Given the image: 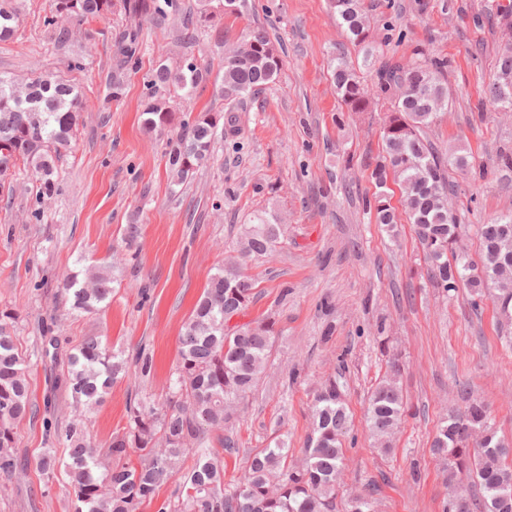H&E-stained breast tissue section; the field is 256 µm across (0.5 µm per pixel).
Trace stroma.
Returning <instances> with one entry per match:
<instances>
[{
    "mask_svg": "<svg viewBox=\"0 0 512 512\" xmlns=\"http://www.w3.org/2000/svg\"><path fill=\"white\" fill-rule=\"evenodd\" d=\"M195 2L176 0V14L144 23L140 64L126 69L116 98L110 82L122 17L85 23L61 43L42 25L50 0H17L18 31L0 42V74L66 71L86 101L43 221L30 218L29 171L0 188V310L19 315L14 340L28 360L35 411L16 429L26 466L0 476V512H69L65 475L48 481L37 469L45 422L62 429L83 419L103 448L125 426L131 395L162 400L184 322L217 268L236 254L245 224L264 211L283 233L272 257L245 261L255 298L244 318L272 317L278 334L265 375L224 429L239 448L224 458L225 482L242 475L251 451L280 435L292 460H301L315 393L333 376L345 386L353 418L340 497L373 486L377 512H441L447 472L431 441L447 408L461 402L458 385L512 438V349L500 337L493 303L475 308L468 288L432 287L407 218L390 229L364 209L363 197L375 191L366 163L382 150L387 108L352 113L342 105L332 69L346 37L327 0H248L242 12L224 15L225 44L265 27L283 49L281 69L262 92L237 103L234 132L215 143L194 180L171 187L166 140L145 131L140 112L156 63L187 53L218 61L210 31L196 32L191 45L180 41V15ZM497 2L362 0L376 55L407 58L419 46L451 62L452 104L426 135L440 150L467 154L474 168L449 170L448 178L457 187L458 244L475 261L478 225L512 214V171L498 165L512 151V109L477 110L512 41ZM76 56L81 71H68ZM130 224L141 232L128 245ZM106 263L114 266L111 302L93 314L71 313L63 283ZM97 335L125 357L152 354L155 372L145 382L129 367L102 406L81 414L63 372L82 339ZM392 356L402 364L409 412L385 453L364 414Z\"/></svg>",
    "mask_w": 512,
    "mask_h": 512,
    "instance_id": "35a3bbf8",
    "label": "stroma"
}]
</instances>
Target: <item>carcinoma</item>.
Listing matches in <instances>:
<instances>
[{
	"label": "carcinoma",
	"instance_id": "carcinoma-1",
	"mask_svg": "<svg viewBox=\"0 0 512 512\" xmlns=\"http://www.w3.org/2000/svg\"><path fill=\"white\" fill-rule=\"evenodd\" d=\"M246 0H196L185 26L188 37L214 27L217 16L235 12ZM173 0H52L43 26L60 40L72 26L89 19L120 14L126 29L115 46L116 70L136 65L142 46L143 21H163ZM350 42L372 64L374 47L360 0H328ZM20 10L13 0H0V41L15 37ZM281 46L262 26L249 30L243 42L224 50L215 84L218 95L230 102L226 111L194 112V94L206 88L211 65L185 56L172 69L158 65L147 76L151 96L143 114L144 128L164 132L179 123L176 138L167 142L170 183L190 181L211 158L215 142L234 123L231 102L270 84L280 71ZM446 57H427L421 49L410 58H383L366 83L345 51L336 53L333 77L349 112H364L377 98L390 104L382 133V154L370 174L375 186L386 187L394 176L405 190V214L414 224L424 256L430 264L433 287L448 292L462 282L482 297L490 289L499 314L512 316V214L478 226L482 264L456 250L458 217L449 199L448 167L464 171L468 156L455 150L441 154L424 136L436 114L448 108L450 91ZM486 103L512 105V53L499 59V73L488 87ZM83 109L82 92L71 80L45 69H35L22 81L0 76V188L15 170L33 175L32 194L41 221V206L58 189V166L70 147ZM379 224L397 223L387 196L378 192L365 200ZM240 241L239 254L229 256L211 278L179 335L177 364L161 402L129 400L127 422L112 434L105 450L91 444L82 420L61 432L46 427V442H61L68 460L48 447L38 456L39 472L52 478L60 469L68 480L70 512H142L161 485L177 479L174 490L158 512H336L339 478L345 464L344 438L350 427L343 384L323 381L314 398L312 428L300 463L288 462V448L277 442L249 455L242 478L224 484L222 453L238 452L236 442L221 431L231 421L237 402L252 391L264 375L276 321L262 319L228 328L254 298V285L241 269L240 259L271 254L280 226L266 214L255 216ZM63 288L75 312L92 313L112 296V267L91 266L83 278L70 277ZM17 313L0 311V474L10 476L19 467L15 427L34 414L26 357L13 339ZM128 360L112 350L102 336H88L68 358L65 385L78 408L101 406L112 385L126 373ZM398 359L389 361L387 376L371 391L366 425L383 451L389 450L405 412L398 386ZM464 405L448 410L433 441L432 451L445 463L453 489L458 477L478 487L472 495L443 504V512H512V441L500 435L486 407L462 389ZM483 442L470 446L474 432ZM219 443L217 449L213 443ZM192 457V465L184 462ZM347 512H375L374 490L352 494Z\"/></svg>",
	"mask_w": 512,
	"mask_h": 512
}]
</instances>
